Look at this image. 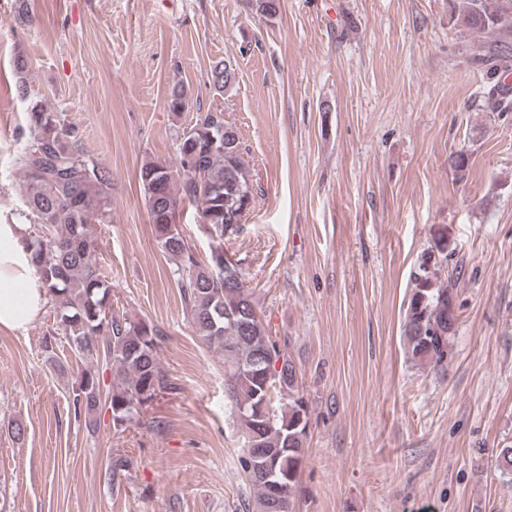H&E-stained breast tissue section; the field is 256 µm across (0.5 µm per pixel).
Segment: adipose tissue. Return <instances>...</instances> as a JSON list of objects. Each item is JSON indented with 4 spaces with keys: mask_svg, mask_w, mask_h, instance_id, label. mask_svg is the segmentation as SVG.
<instances>
[{
    "mask_svg": "<svg viewBox=\"0 0 512 512\" xmlns=\"http://www.w3.org/2000/svg\"><path fill=\"white\" fill-rule=\"evenodd\" d=\"M47 301L27 246L24 217L0 215V328L27 329Z\"/></svg>",
    "mask_w": 512,
    "mask_h": 512,
    "instance_id": "obj_1",
    "label": "adipose tissue"
}]
</instances>
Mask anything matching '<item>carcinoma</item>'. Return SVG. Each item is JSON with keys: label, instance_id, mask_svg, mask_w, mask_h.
I'll return each instance as SVG.
<instances>
[{"label": "carcinoma", "instance_id": "carcinoma-1", "mask_svg": "<svg viewBox=\"0 0 512 512\" xmlns=\"http://www.w3.org/2000/svg\"><path fill=\"white\" fill-rule=\"evenodd\" d=\"M257 16L271 20L280 0H248ZM457 23L490 40L467 46L471 64L484 67L490 78L512 73V0H463ZM16 88L27 94L28 64H14ZM235 72L224 62L210 68L215 90L228 89ZM502 84L481 95L480 106L505 112ZM185 86L175 85L167 98L169 111L189 103ZM14 163L22 173L25 209L22 214L38 227L30 241L32 261L46 288L56 330L68 339L83 367L73 387L74 411L91 433L97 432L103 404L112 412L116 430L141 420L164 394L175 390L158 358L162 330L146 321L112 312V285L94 259L95 240L89 228L109 218L112 178L101 164L85 154L78 127L40 102L30 104L25 127L17 136ZM177 165L147 161L139 170L156 241L170 257L192 327L202 343L224 359V402L243 437L240 466L254 489L251 512H292V501L305 455L306 402L290 356L280 349L256 311L240 270L224 265V213L244 210L254 200V184L242 159L238 129L223 112H208L177 135ZM448 168L464 180L471 154L452 151ZM183 203L196 208L198 221L211 241L207 262H201L176 225L171 212ZM448 240L439 235L411 274L412 288L404 311L402 336L408 360L444 367L456 335L454 277L441 279L447 266ZM112 371L110 396L102 397L99 362ZM278 392L286 403L281 414L266 417L262 403ZM267 463V471L256 468Z\"/></svg>", "mask_w": 512, "mask_h": 512}]
</instances>
